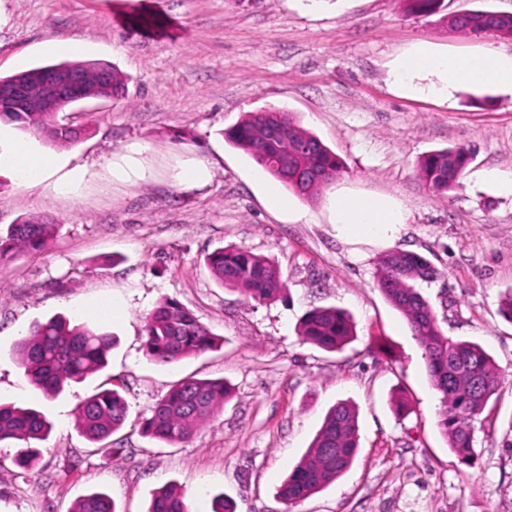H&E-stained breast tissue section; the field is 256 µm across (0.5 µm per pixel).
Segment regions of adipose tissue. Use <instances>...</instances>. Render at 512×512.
<instances>
[{
	"label": "adipose tissue",
	"mask_w": 512,
	"mask_h": 512,
	"mask_svg": "<svg viewBox=\"0 0 512 512\" xmlns=\"http://www.w3.org/2000/svg\"><path fill=\"white\" fill-rule=\"evenodd\" d=\"M391 79L404 95L444 102L453 98L462 81L512 91V54L495 50L439 54L419 46L397 61ZM0 166L8 167L19 185L41 184L51 194L74 192L85 176L84 168H66L56 157L26 142L14 143L7 154H0ZM329 210L341 236L353 242L394 239L407 221L401 204L382 196L337 191Z\"/></svg>",
	"instance_id": "ef3b65f1"
}]
</instances>
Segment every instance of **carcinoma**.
I'll return each instance as SVG.
<instances>
[{
  "mask_svg": "<svg viewBox=\"0 0 512 512\" xmlns=\"http://www.w3.org/2000/svg\"><path fill=\"white\" fill-rule=\"evenodd\" d=\"M406 11L432 14L444 0H403ZM457 31H493L512 34V15L485 10L456 15L450 20ZM53 69L79 74L90 96L112 99L123 95L127 78L118 69L91 61L62 62ZM0 119L43 140L75 143L81 131L61 124L53 112H29L0 102ZM225 139L243 150L274 179L306 198H315L339 177L342 164L315 134L303 128L295 115L277 108L247 112ZM470 152L458 147L435 150L418 161L421 179L432 189L452 188L469 164ZM55 225L40 217H25L0 233V261L20 249L41 251L50 245ZM218 282L240 290L258 303L271 301L286 289V282L272 259L243 246L220 247L206 257ZM438 269L424 256L398 249L383 253L377 263V286L403 314L416 337L434 388L440 393L437 426L459 461L472 465L474 421L484 411L499 386V372L492 358L477 344L454 341L442 330L439 319L421 293L433 283ZM297 335L304 343L333 352L354 336L350 317L335 307H316L300 319ZM144 347L150 360L172 364L216 347L211 330L180 303L167 299L146 318ZM114 337L86 323L73 324L63 316L29 326L12 349L28 382L46 395H55L71 383H81L107 366ZM231 396L222 380L187 377L178 381L152 408L143 423L144 434L169 445L193 438L198 426L212 418ZM128 405L116 389L99 390L77 408L76 426L89 441L100 444L108 456L106 440L125 421ZM52 429L44 413L28 407L0 404V443L25 444L18 464L32 469L43 441ZM358 448V414L354 406L339 402L332 407L310 447L292 467L278 489L280 498L296 505L338 479L352 463ZM73 512H117L103 492L82 496ZM147 512H190L181 493L172 485L153 494Z\"/></svg>",
  "mask_w": 512,
  "mask_h": 512,
  "instance_id": "1",
  "label": "carcinoma"
}]
</instances>
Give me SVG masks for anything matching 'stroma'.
Here are the masks:
<instances>
[{
  "instance_id": "1",
  "label": "stroma",
  "mask_w": 512,
  "mask_h": 512,
  "mask_svg": "<svg viewBox=\"0 0 512 512\" xmlns=\"http://www.w3.org/2000/svg\"><path fill=\"white\" fill-rule=\"evenodd\" d=\"M512 14V0H444L436 14L402 0H0V77L84 59L115 65L124 98L87 99L62 112L80 128L74 145L42 142L87 171L77 195L16 185L0 174V229L27 216L57 224L50 246L0 262V401L32 406L53 427L25 471L13 445L0 446V512H71L94 491L117 512H146L173 485L192 512H211L224 494L235 512H512V323L498 313L512 289V198L460 179L448 191L418 176L425 153L463 146L470 170L512 171V93L461 85L453 104L403 96L391 66L415 46L439 52L512 54V37L458 32L469 10ZM139 14L162 22L138 28ZM57 44L54 53L46 44ZM267 107L295 114L341 160L334 186L398 201L408 219L387 242L352 243L331 222L326 196H293L268 207L271 177L226 141L224 129ZM148 145L151 175L130 185L103 162ZM212 169L203 187L178 185L189 157ZM238 245L271 258L287 284L256 303L221 285L205 265L214 249ZM420 253L442 273L423 294L452 340L478 344L494 360L499 390L475 422V465L462 464L436 420L440 394L403 315L375 283L391 249ZM179 301L221 339L209 353L164 365L143 347L146 317ZM346 310L354 340L339 352L302 343L295 327L315 307ZM61 315L112 332L108 365L52 397L34 389L12 356L37 321ZM221 379L233 396L188 442L145 437L143 421L179 380ZM128 404L97 453L75 424L77 406L98 387ZM402 390L408 414L390 405ZM353 404L359 449L336 482L289 508L278 488L308 449L330 407Z\"/></svg>"
}]
</instances>
